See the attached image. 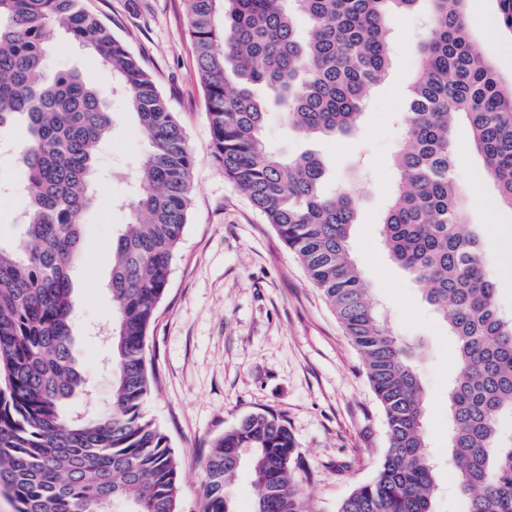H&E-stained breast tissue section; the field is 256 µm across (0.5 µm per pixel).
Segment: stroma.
<instances>
[{
    "label": "stroma",
    "mask_w": 512,
    "mask_h": 512,
    "mask_svg": "<svg viewBox=\"0 0 512 512\" xmlns=\"http://www.w3.org/2000/svg\"><path fill=\"white\" fill-rule=\"evenodd\" d=\"M153 75L184 129L195 156L194 196L165 295L146 340L153 389L145 413L166 434L180 472L178 512H199L202 461L216 438L250 413L282 415L304 463L294 473L306 512H336L358 485L370 481L387 447L381 407L365 361L335 312L273 226L224 176L213 159L195 50L186 32L184 0H85ZM469 32L502 76L512 77V42L498 33L496 0H469ZM421 12L392 21L387 80L372 94L345 135L306 138L289 130L269 105V151L319 156L328 184L359 188L363 198L349 250L390 330L416 344L413 365L426 398L425 431L438 464L434 512H466L448 460V389L455 355L448 329L418 285L393 264L382 244L380 215L394 188L393 159L403 138L401 115L418 75ZM53 71L78 70L109 95L112 136L97 155L102 175L86 217L82 267L74 274V354L89 390L72 406L93 411L112 396L108 346L97 331L112 319L107 287L112 235L131 220L132 174L146 141L124 99L110 96L111 72L83 53L53 49ZM457 174L467 186V221L477 225L486 268L501 312L512 316V262L496 228L512 226V209L497 200L470 145L456 131ZM24 171L9 145L0 146V244L18 240L24 207L13 193Z\"/></svg>",
    "instance_id": "1"
}]
</instances>
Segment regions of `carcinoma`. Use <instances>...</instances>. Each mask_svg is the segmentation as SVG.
Returning a JSON list of instances; mask_svg holds the SVG:
<instances>
[{"label":"carcinoma","instance_id":"cac0c4a2","mask_svg":"<svg viewBox=\"0 0 512 512\" xmlns=\"http://www.w3.org/2000/svg\"><path fill=\"white\" fill-rule=\"evenodd\" d=\"M426 1L420 75L394 158L396 188L381 218L391 261L447 323L455 350L449 444L467 512H512V319L500 311L480 235L466 226L455 127L464 122L497 192L512 208V79L473 45L468 0H185L214 160L301 262L365 359L388 447L374 478L337 512H432L437 474L424 434L425 398L412 351L383 321L348 250L359 198L323 190L313 154L267 151L256 89L308 137L350 131L386 77L391 19ZM512 39V0H496ZM308 20L297 33L293 13ZM109 68L148 142L131 203L135 222L112 239V399L71 409L86 379L72 350V272L96 202V154L112 132L100 90L76 70L50 73L48 36ZM26 177L19 242L0 245V492L17 512H177L179 466L144 413L152 389L145 347L181 243L195 158L154 77L84 0H0V134ZM301 459L286 421L253 412L204 459L201 512H239L233 483L248 469L250 512H304Z\"/></svg>","mask_w":512,"mask_h":512}]
</instances>
